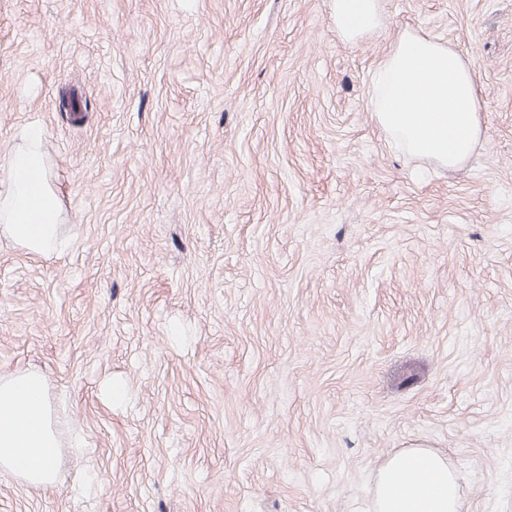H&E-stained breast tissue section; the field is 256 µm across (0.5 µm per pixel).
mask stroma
<instances>
[{
	"instance_id": "stroma-1",
	"label": "stroma",
	"mask_w": 512,
	"mask_h": 512,
	"mask_svg": "<svg viewBox=\"0 0 512 512\" xmlns=\"http://www.w3.org/2000/svg\"><path fill=\"white\" fill-rule=\"evenodd\" d=\"M381 9L0 0V185L35 126L62 205L57 249L0 235V375L45 376L59 441L0 512H367L415 445L512 512V0ZM403 28L478 77L461 167L374 118ZM332 14L336 30L348 41L382 24L379 0H333Z\"/></svg>"
}]
</instances>
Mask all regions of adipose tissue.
<instances>
[{"label":"adipose tissue","instance_id":"1","mask_svg":"<svg viewBox=\"0 0 512 512\" xmlns=\"http://www.w3.org/2000/svg\"><path fill=\"white\" fill-rule=\"evenodd\" d=\"M339 34L352 41L382 23L379 0H333ZM378 125L404 150L443 167L461 166L482 134L476 74L450 46L401 30L374 73ZM39 131H28L0 189V233L27 251L55 243L61 202L46 174ZM58 440L46 380L0 376V471L35 487L55 481ZM370 512H465L446 455L425 446L389 454L379 466Z\"/></svg>","mask_w":512,"mask_h":512}]
</instances>
